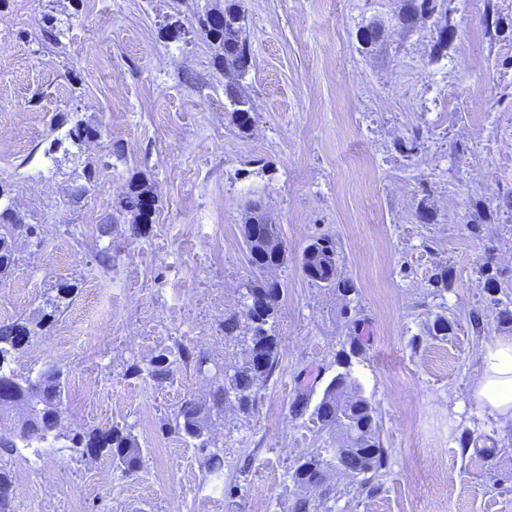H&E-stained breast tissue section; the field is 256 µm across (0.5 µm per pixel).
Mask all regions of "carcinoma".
Returning a JSON list of instances; mask_svg holds the SVG:
<instances>
[{
	"label": "carcinoma",
	"instance_id": "obj_1",
	"mask_svg": "<svg viewBox=\"0 0 512 512\" xmlns=\"http://www.w3.org/2000/svg\"><path fill=\"white\" fill-rule=\"evenodd\" d=\"M436 16L438 37L430 52L435 60L448 50V28L451 27L446 14H438V0H404L399 14L405 21L409 14ZM244 15L241 0H225L224 31L213 34L204 32L206 39L216 49V56L224 67L243 75L249 67L250 50L240 37ZM225 94L235 106L234 114L237 126L242 130L251 127L249 101L230 84ZM149 192L142 181L129 185L125 197V209L132 215L129 229L138 237L150 233L151 218L138 221L140 216V197ZM33 237L36 228L27 224L24 218L11 206L0 208V282L12 276L17 266L15 239L20 235ZM307 249L312 257L303 258V264L314 268L307 278L315 283L328 282V286L348 285L337 281L336 242L331 237H319L313 240ZM256 275L248 281L242 295L241 310L224 318V335L232 336L238 330L240 319H245L251 335L247 357L231 373L213 379V389L209 399L199 401L195 398L184 400L174 413L169 430L194 442L201 450L208 451L204 458L206 471L211 475L220 473L224 466L223 451L211 436L213 420L224 413V404L235 401L238 408L247 413L254 406L260 385L273 373L278 362V336L273 333V324L277 318L283 291L280 284L266 278L263 267H254ZM57 294L51 303V310H44L36 321L15 320L0 322V374L8 373L14 377L24 397L16 403L0 395V451L12 452L22 446L31 448L61 437L60 429L64 415L63 399L65 384L62 377L66 370L60 365H49L36 376L18 375L8 369L12 354L25 345L44 328H50L58 322L62 308L75 297L78 285L74 282H61L56 287ZM359 344L351 341L349 350L342 351L337 364L344 368L325 386L322 397L314 409H309L307 395L301 393L291 405V413L300 418L311 414L317 433L323 446L315 452L300 457L292 472L293 482L302 487L312 477L328 479L332 464L333 449L343 442L347 455L343 463L355 472L362 484L369 483L385 463V448L381 439L380 422L376 409L370 399L362 392L361 384L351 371V356L358 354ZM195 363L201 370L209 363L203 355H196L182 344L162 353L151 360L147 367L131 363L126 372L131 375H147L158 383L171 379L174 368L179 363ZM73 447L83 448L87 454H97L107 450L123 467L126 474H134L142 464L141 448L136 436L129 428L113 426L102 430L94 429L86 434H75ZM14 494L12 476L0 469V512H11Z\"/></svg>",
	"mask_w": 512,
	"mask_h": 512
}]
</instances>
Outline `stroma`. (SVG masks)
<instances>
[{
    "mask_svg": "<svg viewBox=\"0 0 512 512\" xmlns=\"http://www.w3.org/2000/svg\"><path fill=\"white\" fill-rule=\"evenodd\" d=\"M401 4L242 0L251 67L240 77L202 33L224 0H0V188L37 228L16 240L0 322L35 319L58 282L79 286L10 363L68 371L64 439L35 463L25 448L0 452L11 512H288L293 467L321 445L290 405L302 391L320 400L354 338L352 374L387 457L368 484L332 476L331 512H512V433L472 398L484 347L512 336L499 319L512 307V0H442L454 34L435 61V27L404 28ZM52 21L61 43L46 37ZM371 28L380 37L367 46ZM231 83L250 102L245 132ZM75 122L100 139L67 138ZM134 177L158 199L141 238L124 208ZM253 199L288 250L274 273L278 366L251 415L230 405L217 420V478L169 430L184 399H207L210 378L182 364L160 384L126 368L179 343L228 370L242 363L249 330L225 335L224 318L252 276L240 226ZM485 204L494 221L473 229ZM323 236L351 291L303 274L304 248ZM106 245L108 268L96 259ZM489 254L495 293L480 272ZM440 267L452 286L437 293ZM440 315L452 328L430 335ZM112 426L132 427L142 449L133 475L68 441Z\"/></svg>",
    "mask_w": 512,
    "mask_h": 512,
    "instance_id": "obj_1",
    "label": "stroma"
}]
</instances>
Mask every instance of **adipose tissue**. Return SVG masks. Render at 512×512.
Instances as JSON below:
<instances>
[{"mask_svg":"<svg viewBox=\"0 0 512 512\" xmlns=\"http://www.w3.org/2000/svg\"><path fill=\"white\" fill-rule=\"evenodd\" d=\"M473 399L500 428L512 429V337L495 339L484 348Z\"/></svg>","mask_w":512,"mask_h":512,"instance_id":"ef3b65f1","label":"adipose tissue"}]
</instances>
